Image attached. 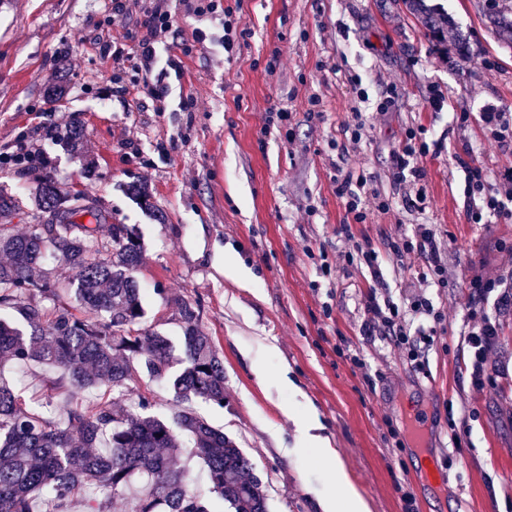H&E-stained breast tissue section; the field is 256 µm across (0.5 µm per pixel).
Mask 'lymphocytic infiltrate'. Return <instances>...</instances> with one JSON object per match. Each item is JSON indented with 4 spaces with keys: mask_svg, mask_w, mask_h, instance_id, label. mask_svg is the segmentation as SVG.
Here are the masks:
<instances>
[{
    "mask_svg": "<svg viewBox=\"0 0 512 512\" xmlns=\"http://www.w3.org/2000/svg\"><path fill=\"white\" fill-rule=\"evenodd\" d=\"M183 6L185 12L198 20L218 23L222 30L220 40L225 53H233L236 45L247 36L246 30L238 28L232 10L223 6L222 0H110L106 17L107 24L113 25L125 21L132 10H140L141 17L135 30L127 32L125 42L102 41L100 51L110 56L113 63L120 65L135 60L136 80L141 83L149 95L162 98L168 88L161 79L153 75L158 48L163 37L175 21L176 6ZM419 152L412 141H405L393 153L392 180L402 191L407 204L417 205L423 201L425 190L422 181L425 172L417 163ZM336 193L344 199L352 224L363 223L366 208L375 205L379 212H387L389 204L384 200L372 180L367 176L352 177L348 173L336 176ZM352 224L340 225L342 234H350ZM391 249L398 258L417 254L427 262V274L432 283L440 285L448 275V264L435 230L428 224L417 225L412 235H401L392 241ZM370 325L387 330L393 344L404 350L410 361H417L418 343L429 342L430 336L425 328H413L411 316L430 315L432 305L426 297H413L408 307H400L391 300H378L369 296L365 306ZM499 333V321L496 313L485 307L470 310L467 329L462 343L471 358V386L483 390L494 386L495 381L486 370L488 359L493 352Z\"/></svg>",
    "mask_w": 512,
    "mask_h": 512,
    "instance_id": "f902f5d3",
    "label": "lymphocytic infiltrate"
}]
</instances>
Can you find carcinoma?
Listing matches in <instances>:
<instances>
[{"mask_svg": "<svg viewBox=\"0 0 512 512\" xmlns=\"http://www.w3.org/2000/svg\"><path fill=\"white\" fill-rule=\"evenodd\" d=\"M438 45L448 46L451 19L434 16L425 0H401ZM493 24L512 30V0H488ZM47 219L20 235L0 232V308L17 313L23 330L0 318V369L38 362L65 379L45 382L50 395L40 407L26 403L0 378V512H71L75 491L91 493L87 512H216L211 498L230 512H269L256 465L235 439L186 408L201 400L224 407V359L213 337L200 327V312L183 300L178 315L182 357L173 361L171 339L144 325L145 293L136 273L145 243L134 224L108 229L85 224L98 219L86 196H62L51 178L38 187ZM65 263L71 287L46 265ZM166 382L177 406L168 419L117 405L137 374ZM67 392L64 407L53 402ZM105 399L87 401L88 390ZM185 435L204 465L206 483L189 487L180 463Z\"/></svg>", "mask_w": 512, "mask_h": 512, "instance_id": "cac0c4a2", "label": "carcinoma"}]
</instances>
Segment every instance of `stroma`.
<instances>
[{"instance_id": "1", "label": "stroma", "mask_w": 512, "mask_h": 512, "mask_svg": "<svg viewBox=\"0 0 512 512\" xmlns=\"http://www.w3.org/2000/svg\"><path fill=\"white\" fill-rule=\"evenodd\" d=\"M224 2L236 6L246 42L230 55L206 44L185 58L180 78L157 59L155 77L171 86L161 100L126 71L122 100L100 93L113 63L94 39L122 40L135 17L107 28L108 0H0V152L25 133L49 160L26 171L0 163V193L19 206L10 232L44 221L36 188L46 175L62 193L88 195L107 223L140 228L145 323L176 339L177 300L199 306L224 356L225 400L194 409L254 459L271 512H324L326 500L345 496L319 450L301 443L286 404L317 413L369 512H404L408 496L414 512H512V308L501 313L487 364L494 387L472 388L462 345L469 311L494 302L472 279L499 276L512 289V214L473 223L463 172L483 170L490 193L512 168V37L484 17L485 0H427L452 16L469 46L462 60L435 46L397 0ZM186 96L197 111H180ZM278 109L288 110L287 127L265 130L266 113ZM64 111L79 117V139L45 137ZM357 112L367 131L343 167L370 174L389 210L369 211L348 239L336 232L347 213L330 162ZM486 112L500 113L498 124H486ZM410 130L444 144L420 160L426 198L416 209L389 178ZM418 224L441 239L448 285L423 291L442 319L424 317L433 335L414 367L388 338L364 335L369 273L340 255L371 244L385 283L378 298L398 296L426 264L396 262L390 243ZM229 254L252 274L249 285L225 276ZM422 406L432 422L426 446L447 476L437 490L420 483L407 435L409 413ZM459 432L469 445L458 452Z\"/></svg>"}]
</instances>
